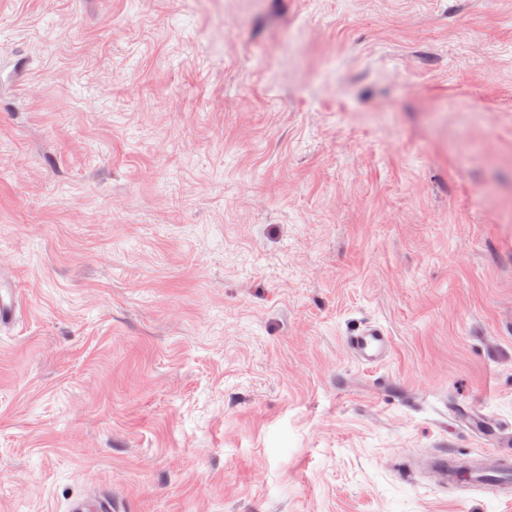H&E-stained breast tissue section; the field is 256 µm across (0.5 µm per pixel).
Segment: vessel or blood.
Here are the masks:
<instances>
[{"label":"vessel or blood","instance_id":"1","mask_svg":"<svg viewBox=\"0 0 512 512\" xmlns=\"http://www.w3.org/2000/svg\"><path fill=\"white\" fill-rule=\"evenodd\" d=\"M348 342L356 359L364 365L377 366L385 361L392 349L386 329L378 324L359 328ZM428 471L434 472L444 486L470 487L501 493L512 486V449L501 448L496 453L495 468L482 465L461 467L455 454L442 450L426 460ZM68 512H112V498L99 491L69 501Z\"/></svg>","mask_w":512,"mask_h":512}]
</instances>
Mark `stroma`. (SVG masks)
<instances>
[{"label":"stroma","mask_w":512,"mask_h":512,"mask_svg":"<svg viewBox=\"0 0 512 512\" xmlns=\"http://www.w3.org/2000/svg\"><path fill=\"white\" fill-rule=\"evenodd\" d=\"M0 251V512H512V0H0ZM348 342L356 359L364 365L377 366L385 361L392 349L391 338L379 324L359 328ZM496 467L482 465L462 468L459 457L448 450L430 455L426 460L428 472H434L444 486L470 487L481 491L503 493L512 483V449H497ZM69 512H112V497L97 491L88 496L76 497L68 503Z\"/></svg>","instance_id":"35a3bbf8"}]
</instances>
